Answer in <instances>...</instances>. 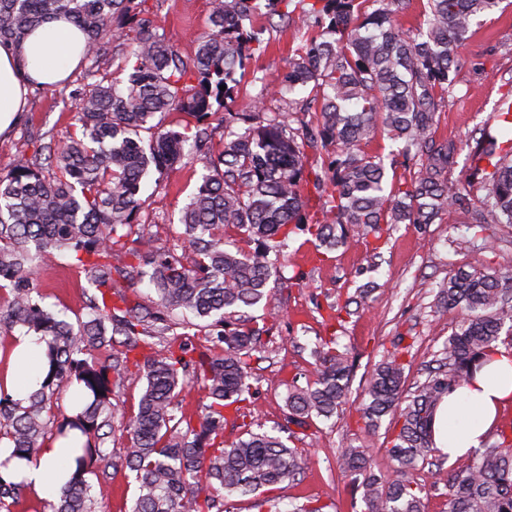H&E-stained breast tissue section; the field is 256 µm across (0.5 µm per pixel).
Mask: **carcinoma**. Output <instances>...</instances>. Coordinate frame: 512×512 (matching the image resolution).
Here are the masks:
<instances>
[{"label":"carcinoma","mask_w":512,"mask_h":512,"mask_svg":"<svg viewBox=\"0 0 512 512\" xmlns=\"http://www.w3.org/2000/svg\"><path fill=\"white\" fill-rule=\"evenodd\" d=\"M377 8L369 12L365 3ZM145 0H0V45L20 42L42 22L64 15L85 35L84 58L108 54L104 38L128 41L121 80L105 72L77 103L78 133L48 156L21 153L0 177V334L34 333L47 345L49 372L22 405L0 392V441L11 444L0 462L33 461L46 438L76 429L86 436L76 474L49 504L51 512H95L104 487L130 472L132 512H224L232 496L263 493L295 480L306 465L303 448L242 422L237 441L224 444L227 414L246 418L254 363L285 344L244 309L268 301L279 270L270 258L303 228L330 253L353 232L382 224H431L458 205L464 184L448 176L462 146L434 142L435 117L452 93L450 72L472 34L473 21L503 11L504 0H426V28L411 35L398 24L410 0H265L268 18L314 24L321 34L296 49L275 84L278 93L309 89L288 100V111L268 113L260 99L239 102V86L262 31L246 27L255 0H211L209 32L185 60L142 16ZM226 86L220 90V86ZM315 110L314 128L299 113ZM171 112L195 118L194 133L164 125ZM224 139L214 141V124ZM417 160L402 187L388 186L384 158L361 150L378 129ZM205 173L181 210L187 245H156L143 224L140 186L149 170L180 162L188 141ZM335 147L328 163L319 156ZM313 151L308 156L306 149ZM490 189L473 211L512 224V148L487 173ZM234 230L255 244L247 252L224 240ZM134 246L126 247L127 240ZM131 261L113 263L115 247ZM66 254L87 271L86 317L77 324L34 297V270ZM147 284L153 297L131 302L124 283ZM441 311L455 316L443 361L404 389L396 344L375 365L359 409L369 432L390 417L398 427L386 453L394 476L372 470L365 448H345L340 466L350 475L366 512H425L420 471L435 452L433 422L443 398L467 386L499 344L512 347V271L458 269L441 285ZM203 335L205 345L188 343ZM150 354L137 358V350ZM106 353L88 361L92 351ZM315 378L287 383L286 425L303 431L340 416L349 393L351 353L333 335L312 350ZM145 380L127 442L112 440V388L132 374ZM87 401L75 414L54 400L74 382ZM201 383L208 403L188 414L178 400ZM97 477L93 486L89 476ZM25 485L0 474V512H12ZM449 512H512V435L484 443L458 467Z\"/></svg>","instance_id":"1"}]
</instances>
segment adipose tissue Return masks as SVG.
<instances>
[{
  "mask_svg": "<svg viewBox=\"0 0 512 512\" xmlns=\"http://www.w3.org/2000/svg\"><path fill=\"white\" fill-rule=\"evenodd\" d=\"M83 33L65 17L36 26L19 43L0 46V134L8 131L26 104L29 86L64 82L82 61ZM0 388L22 402L39 388L47 371L46 344L38 336L16 333ZM512 399V354L491 353L470 386L450 393L435 417V443L449 457L479 448L501 407ZM83 439L48 442L36 461H10L5 477L25 481L41 498L57 494L75 470Z\"/></svg>",
  "mask_w": 512,
  "mask_h": 512,
  "instance_id": "obj_1",
  "label": "adipose tissue"
}]
</instances>
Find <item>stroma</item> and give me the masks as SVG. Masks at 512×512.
I'll return each instance as SVG.
<instances>
[{
    "label": "stroma",
    "instance_id": "35a3bbf8",
    "mask_svg": "<svg viewBox=\"0 0 512 512\" xmlns=\"http://www.w3.org/2000/svg\"><path fill=\"white\" fill-rule=\"evenodd\" d=\"M145 7L159 34L183 56L192 54L196 39L208 30L210 0H146ZM253 25L264 28L268 47L251 68L274 81L307 31L294 23L273 26L260 14L254 16ZM460 55L462 64L451 73L454 90L436 118L433 138L464 143L453 177L467 185L471 201L476 202L487 192L481 172L490 161L475 157L473 144L485 133L501 145L512 140V125L501 117L512 106V6L480 19ZM92 69L91 61H83L64 84L29 92L14 127L0 135V176L14 168L21 147L33 151L74 134V108L93 82ZM202 173L200 162L186 159L165 173L152 171L143 179L140 221L148 225L159 245L181 244L180 210L196 192ZM467 221L464 212L452 208L431 224H395L378 237L355 233L324 261L309 233L289 239L280 256L282 281L275 286L271 320L274 334L287 337L288 342L270 349L256 369L251 408L262 430L274 433L283 424L287 380L301 386L312 381L311 350L318 337L331 333L321 321L324 309L347 304V298L357 295L364 284H372L374 291L371 307L348 305L344 318L343 342L352 349L354 368L342 419L319 423L316 435L298 432L287 441L288 446L307 449L309 460L297 480L273 488L283 512L309 497L331 503V512H365L360 490L340 468L342 448L368 447L375 471L391 473L392 463L385 453L393 432L389 420H382L378 432L370 435L358 419L368 373L400 337H410L414 345L405 358L404 385L413 387L440 358L454 327L452 314L438 311L441 284L461 266L512 270V224L489 223L474 231ZM485 238L493 241L494 251L481 250ZM36 278L46 308L64 313L72 323L85 316L84 292L89 283L82 268L62 257L40 267ZM435 460L441 468L439 478H432L429 470L421 472L426 512H448L450 480L458 463L440 454Z\"/></svg>",
    "mask_w": 512,
    "mask_h": 512
}]
</instances>
